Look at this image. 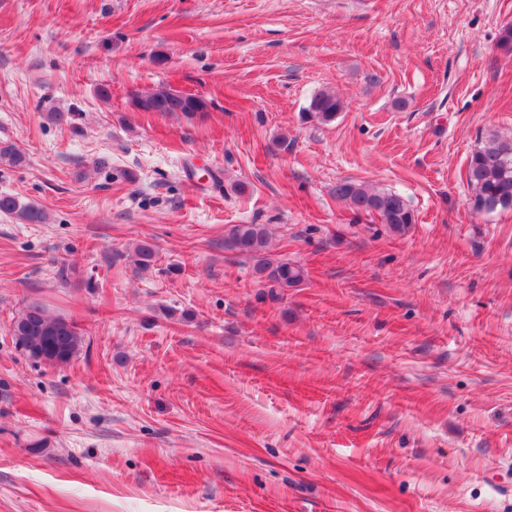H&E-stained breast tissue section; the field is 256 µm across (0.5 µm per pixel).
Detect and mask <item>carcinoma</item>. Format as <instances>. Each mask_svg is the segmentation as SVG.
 Instances as JSON below:
<instances>
[{
	"mask_svg": "<svg viewBox=\"0 0 512 512\" xmlns=\"http://www.w3.org/2000/svg\"><path fill=\"white\" fill-rule=\"evenodd\" d=\"M140 97L146 99V112H180L192 118L207 109V106L193 95L165 86L132 95L134 99ZM343 108L344 103L336 93L321 91L311 99L308 108L305 109L306 118L326 124L333 121ZM466 181L474 193V199L481 203L479 209L489 212L497 208H512V139L498 134L490 135L485 143L469 156ZM333 194L336 200L355 213L378 216L386 229L396 236L405 235L415 223L413 210L405 198L396 192L379 190L363 182L345 179L336 183ZM0 212L13 214L24 224H44L47 221V214L42 208L24 203L12 195H0ZM225 248L254 259V271L258 279L271 283L274 288H297L306 278L302 266L272 257L271 235L265 224L231 226L225 238ZM155 258L154 244L143 241L135 247V262L138 268H150ZM59 320L61 317L49 315L41 304L31 302L22 308L13 322H39L44 327L51 328ZM68 336V349L66 354L57 360L59 365L70 363L82 344V335L76 326H71ZM19 345L31 355L48 348L47 342L35 330L26 332Z\"/></svg>",
	"mask_w": 512,
	"mask_h": 512,
	"instance_id": "obj_1",
	"label": "carcinoma"
}]
</instances>
